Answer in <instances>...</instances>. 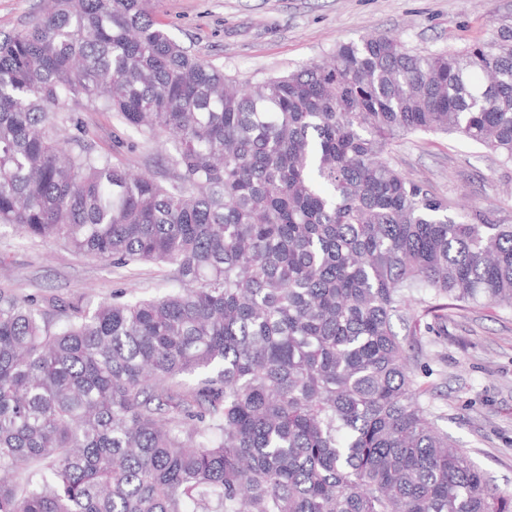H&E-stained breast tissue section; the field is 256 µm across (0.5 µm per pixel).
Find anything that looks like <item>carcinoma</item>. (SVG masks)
<instances>
[{
    "label": "carcinoma",
    "instance_id": "obj_1",
    "mask_svg": "<svg viewBox=\"0 0 512 512\" xmlns=\"http://www.w3.org/2000/svg\"><path fill=\"white\" fill-rule=\"evenodd\" d=\"M75 106L161 144L170 182L68 134ZM418 132L512 164L511 15L255 84L151 0H50L0 37V228L172 284L49 310L0 289V512H512L392 330L512 310V224L399 171Z\"/></svg>",
    "mask_w": 512,
    "mask_h": 512
}]
</instances>
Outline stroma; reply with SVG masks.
Wrapping results in <instances>:
<instances>
[{
	"instance_id": "stroma-1",
	"label": "stroma",
	"mask_w": 512,
	"mask_h": 512,
	"mask_svg": "<svg viewBox=\"0 0 512 512\" xmlns=\"http://www.w3.org/2000/svg\"><path fill=\"white\" fill-rule=\"evenodd\" d=\"M156 18L171 36L226 75L256 83L321 58L337 44L379 32L422 51L483 40L512 14V0H155ZM79 121L96 149L115 161L169 173L154 146L104 112L83 111ZM399 169L457 205H475L512 224V166L454 135L417 134L395 151ZM0 287L21 295L91 302L119 292L154 297L169 285L150 264L125 268L81 257L59 244L35 242L0 229ZM410 344L411 368L433 407L438 428L512 492V311L481 305L449 314L394 320Z\"/></svg>"
}]
</instances>
